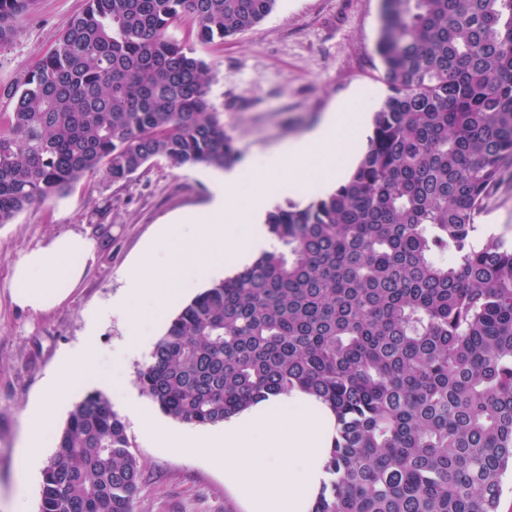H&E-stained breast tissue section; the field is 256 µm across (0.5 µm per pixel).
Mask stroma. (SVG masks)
<instances>
[{
    "instance_id": "35a3bbf8",
    "label": "stroma",
    "mask_w": 512,
    "mask_h": 512,
    "mask_svg": "<svg viewBox=\"0 0 512 512\" xmlns=\"http://www.w3.org/2000/svg\"><path fill=\"white\" fill-rule=\"evenodd\" d=\"M86 0H36L13 42L0 48V88L14 85L57 45ZM383 0H277L253 30L224 44L201 46L208 66L210 104L235 140L239 157L257 155L315 127L331 105L358 86L385 89L376 51ZM206 166L148 162L130 181L97 174L55 201L0 224V512H39L41 475L24 477L16 459L25 444L29 409L45 395L61 358L85 350V367L70 378V399L55 426L63 428L73 406L120 373L127 392L138 393L137 372L148 354L128 350V326L109 314L125 288L123 270L137 261L161 230L178 236L174 214L207 203ZM478 237L512 240V182L492 194L478 220ZM69 232L96 243L79 286L61 305L34 314L11 301L9 278L25 251ZM132 451L144 479L134 512H247L205 458L188 460L157 434L124 415ZM49 434L47 456L57 436Z\"/></svg>"
}]
</instances>
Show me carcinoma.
I'll use <instances>...</instances> for the list:
<instances>
[{"mask_svg":"<svg viewBox=\"0 0 512 512\" xmlns=\"http://www.w3.org/2000/svg\"><path fill=\"white\" fill-rule=\"evenodd\" d=\"M275 4L87 0L0 89V224L101 171L125 182L157 158L236 162L194 45L253 29ZM31 5L0 0L1 48ZM377 52L390 94L349 180L269 212L272 249L195 296L137 384L191 425L295 390L320 399L336 435L311 512H498L512 245L472 233L512 173V0H384ZM142 477L122 417L91 392L58 435L39 512H133Z\"/></svg>","mask_w":512,"mask_h":512,"instance_id":"obj_1","label":"carcinoma"}]
</instances>
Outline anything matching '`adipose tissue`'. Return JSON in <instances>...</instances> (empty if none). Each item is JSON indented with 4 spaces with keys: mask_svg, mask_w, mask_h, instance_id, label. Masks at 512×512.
<instances>
[{
    "mask_svg": "<svg viewBox=\"0 0 512 512\" xmlns=\"http://www.w3.org/2000/svg\"><path fill=\"white\" fill-rule=\"evenodd\" d=\"M94 250L93 240L72 232L28 251L13 267L10 282L13 302L34 313L56 307L66 299L70 288L79 284L85 272V261ZM62 392V386L52 387L33 409L27 445L18 458L23 475L36 473L43 464V437L52 426Z\"/></svg>",
    "mask_w": 512,
    "mask_h": 512,
    "instance_id": "adipose-tissue-1",
    "label": "adipose tissue"
}]
</instances>
